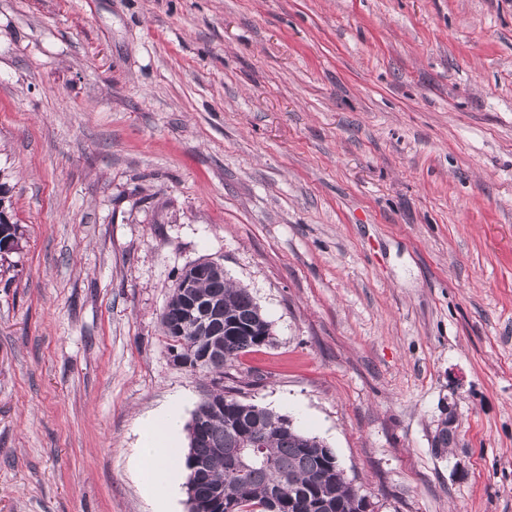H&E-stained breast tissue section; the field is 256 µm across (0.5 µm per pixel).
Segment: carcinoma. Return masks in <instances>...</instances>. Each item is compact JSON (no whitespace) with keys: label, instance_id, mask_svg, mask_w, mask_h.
Listing matches in <instances>:
<instances>
[{"label":"carcinoma","instance_id":"cac0c4a2","mask_svg":"<svg viewBox=\"0 0 512 512\" xmlns=\"http://www.w3.org/2000/svg\"><path fill=\"white\" fill-rule=\"evenodd\" d=\"M194 277L193 296L201 304L218 308L224 314V335L201 336L198 330L180 323L176 314L183 306L181 289H173L162 315L163 332L170 351L187 356L196 354L216 341L223 353L210 358L207 365L189 368L211 378V398H202L192 413L201 426V434L189 440L185 457L186 482L193 483L197 500L206 512H319L316 501L336 503L335 512H358L351 487L336 474L334 465L312 447L318 437L290 427L282 429L283 416L255 403L237 406L225 399L228 392H239L224 385V369L256 347L255 337L239 328L227 330L236 322H245L256 314L258 303L246 288L234 285L224 273L198 275L184 267L178 279ZM262 438L258 461L245 470L232 468L229 450L240 446L244 433Z\"/></svg>","mask_w":512,"mask_h":512}]
</instances>
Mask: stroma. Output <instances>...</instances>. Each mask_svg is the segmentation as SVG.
Wrapping results in <instances>:
<instances>
[{"instance_id": "obj_1", "label": "stroma", "mask_w": 512, "mask_h": 512, "mask_svg": "<svg viewBox=\"0 0 512 512\" xmlns=\"http://www.w3.org/2000/svg\"><path fill=\"white\" fill-rule=\"evenodd\" d=\"M1 182L0 512H154L202 258L375 512H512V0H0Z\"/></svg>"}]
</instances>
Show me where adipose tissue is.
Masks as SVG:
<instances>
[{
	"instance_id": "1",
	"label": "adipose tissue",
	"mask_w": 512,
	"mask_h": 512,
	"mask_svg": "<svg viewBox=\"0 0 512 512\" xmlns=\"http://www.w3.org/2000/svg\"><path fill=\"white\" fill-rule=\"evenodd\" d=\"M184 421L178 403L158 410L144 425L143 436L134 452L142 487L155 505V512H167L170 502L186 480L187 471L180 448Z\"/></svg>"
}]
</instances>
